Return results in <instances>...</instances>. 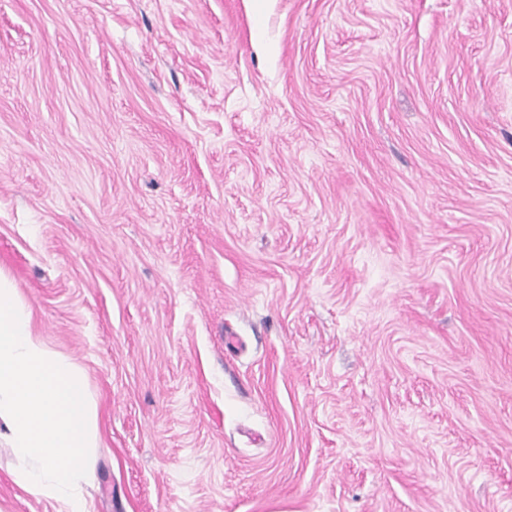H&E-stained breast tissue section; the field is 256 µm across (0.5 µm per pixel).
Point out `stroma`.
Segmentation results:
<instances>
[{
  "instance_id": "35a3bbf8",
  "label": "stroma",
  "mask_w": 512,
  "mask_h": 512,
  "mask_svg": "<svg viewBox=\"0 0 512 512\" xmlns=\"http://www.w3.org/2000/svg\"><path fill=\"white\" fill-rule=\"evenodd\" d=\"M0 267L93 512H512V0H0Z\"/></svg>"
}]
</instances>
